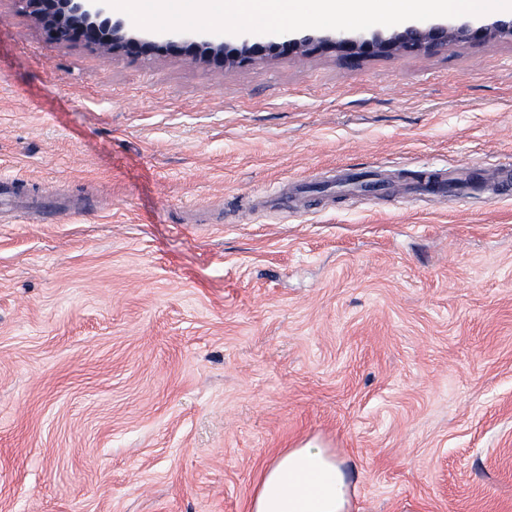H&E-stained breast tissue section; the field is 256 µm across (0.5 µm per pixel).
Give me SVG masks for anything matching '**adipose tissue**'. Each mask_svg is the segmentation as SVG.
<instances>
[{"mask_svg":"<svg viewBox=\"0 0 512 512\" xmlns=\"http://www.w3.org/2000/svg\"><path fill=\"white\" fill-rule=\"evenodd\" d=\"M343 461L314 442L280 452L260 474L249 512H349Z\"/></svg>","mask_w":512,"mask_h":512,"instance_id":"ef3b65f1","label":"adipose tissue"}]
</instances>
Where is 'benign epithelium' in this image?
Listing matches in <instances>:
<instances>
[{"mask_svg": "<svg viewBox=\"0 0 512 512\" xmlns=\"http://www.w3.org/2000/svg\"><path fill=\"white\" fill-rule=\"evenodd\" d=\"M42 25L46 40L54 44L82 42L109 57L116 53L137 57L146 50L172 52L192 62L204 60L218 67L253 60L268 51L277 55L303 57L315 51H332L345 60L413 52H448L475 38H512V18L497 19L474 27L468 21L453 25L411 23L385 36H353L336 30L325 35L283 34L276 41L261 44L249 33L235 35L236 45L225 39H205L184 45L182 33L169 32L162 44L145 41L122 20H115L109 5L95 0H22Z\"/></svg>", "mask_w": 512, "mask_h": 512, "instance_id": "obj_1", "label": "benign epithelium"}]
</instances>
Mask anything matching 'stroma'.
I'll use <instances>...</instances> for the list:
<instances>
[{"label": "stroma", "mask_w": 512, "mask_h": 512, "mask_svg": "<svg viewBox=\"0 0 512 512\" xmlns=\"http://www.w3.org/2000/svg\"><path fill=\"white\" fill-rule=\"evenodd\" d=\"M508 163L507 37L218 68L0 0V512H246L309 440L351 512H512Z\"/></svg>", "instance_id": "1"}]
</instances>
